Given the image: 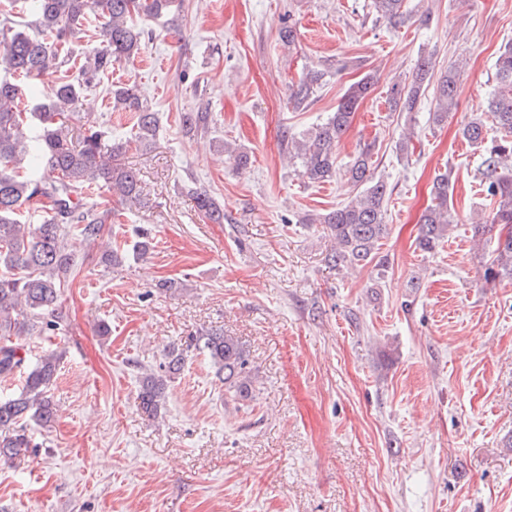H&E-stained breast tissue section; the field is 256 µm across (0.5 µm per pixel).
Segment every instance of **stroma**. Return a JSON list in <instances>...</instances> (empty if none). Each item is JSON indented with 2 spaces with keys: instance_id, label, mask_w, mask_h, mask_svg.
<instances>
[{
  "instance_id": "35a3bbf8",
  "label": "stroma",
  "mask_w": 512,
  "mask_h": 512,
  "mask_svg": "<svg viewBox=\"0 0 512 512\" xmlns=\"http://www.w3.org/2000/svg\"><path fill=\"white\" fill-rule=\"evenodd\" d=\"M398 25L371 0H182L178 26L143 21L146 49L115 64L74 106L89 126L124 141L129 113L112 84L138 87L157 117L151 150H128L144 192L120 204L104 237L120 266L78 248L59 310V335L26 340V363L61 353L56 414L29 425L36 454L0 463V512H512V279L485 281L494 234L474 230L495 206L479 190L481 149L459 135L483 117L500 51L512 43V0H405ZM295 24V46L278 33ZM467 67L458 105L428 122L432 91L412 113L388 91L419 58ZM328 76L310 106L288 108L303 73ZM374 87L336 151L346 167L375 147L393 193L386 268L336 270L325 225L304 223L347 204L345 180L310 184L289 166L284 133L323 123L349 85ZM208 105V132L187 136L184 112ZM414 129V151L398 142ZM247 151L237 169L225 146ZM449 173L458 218L431 253L416 246L436 175ZM224 208L215 224L192 189ZM151 248L134 260L138 231ZM108 335H100L99 324ZM238 339L255 397L225 395L196 350L157 416L138 406L145 374L190 338Z\"/></svg>"
}]
</instances>
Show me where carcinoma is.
<instances>
[{"mask_svg": "<svg viewBox=\"0 0 512 512\" xmlns=\"http://www.w3.org/2000/svg\"><path fill=\"white\" fill-rule=\"evenodd\" d=\"M33 23L37 34L24 30L0 29V377L7 378L21 368L19 340L45 330H65L55 315L64 278L73 262V246L97 240L104 226L118 216L115 208L101 206L95 192L105 190L117 200L140 194L139 179L130 168L112 162V156L133 147L143 150L156 136L155 113L138 89L129 84L110 90L113 109L134 113L130 136L102 151L105 132L91 130L79 144L72 143L64 123L57 117L84 95L86 85L99 75L112 71L121 60H132L145 48L141 16L176 21L173 0H32ZM376 14L393 25L404 21L403 0H373ZM94 17L100 21L99 39L83 57L69 47L71 25ZM78 66V75L59 79L52 98L28 110L22 107V81H31L49 70ZM326 72L310 70L292 86L288 106L306 107L321 85ZM461 66L454 65L439 74L430 56L421 58L412 80L391 88L388 102L394 112L415 111L424 93V83L436 78L434 107L429 120L440 125L457 105ZM371 77L351 84L339 100L335 112L300 138L283 135L288 160L299 161L300 175L311 184L336 178V147L352 114L371 93ZM488 116L500 136L485 141V122L477 119L464 125L461 135L483 148L480 192L496 204L489 228L509 226L498 236L496 248L484 271V279L512 278V44L504 46L496 61V85L488 98ZM208 108L199 107L182 115L185 133L195 136L206 131ZM37 120L36 139L27 135V118ZM374 146L360 149L345 170L347 181L359 193L345 205L307 217L305 224H324L334 240L328 264L340 269L365 267L378 255L381 240L388 235L386 205L392 189L375 174ZM198 210L209 220L224 223V209L205 190L192 192ZM431 205L419 219L417 247L432 253L448 237L455 215L448 206L450 178L438 176L431 190ZM40 205L38 224L24 223L26 213ZM206 354L224 392L241 403L253 399V377L246 351L233 336L207 333L187 344ZM186 349L172 350L160 371L143 377L138 405L156 416L168 384L180 374ZM61 355L43 354L26 373L19 392L0 396V462L24 458L35 447L27 433V422H52L55 406L50 388L59 370Z\"/></svg>", "mask_w": 512, "mask_h": 512, "instance_id": "cac0c4a2", "label": "carcinoma"}]
</instances>
